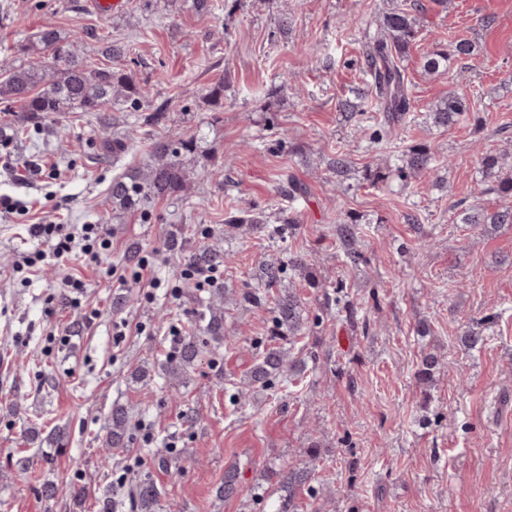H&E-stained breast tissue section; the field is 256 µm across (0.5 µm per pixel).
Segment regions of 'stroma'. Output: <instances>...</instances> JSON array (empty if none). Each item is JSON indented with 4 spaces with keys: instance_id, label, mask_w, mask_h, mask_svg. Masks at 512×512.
I'll return each instance as SVG.
<instances>
[{
    "instance_id": "stroma-1",
    "label": "stroma",
    "mask_w": 512,
    "mask_h": 512,
    "mask_svg": "<svg viewBox=\"0 0 512 512\" xmlns=\"http://www.w3.org/2000/svg\"><path fill=\"white\" fill-rule=\"evenodd\" d=\"M418 35L401 67L409 118L374 139L381 114L370 95L365 59L384 11L397 0H126L107 17L86 0H0V59L39 65L17 45L45 24L75 36L86 66L103 67L105 42L125 44L118 68L163 106L164 120L139 126L120 160L104 144L133 124L120 101L111 122L68 112L28 123L0 100V132L12 166L38 162L41 175L17 187L0 168V194L30 206L26 216L0 212V512H75L71 500H45L47 482L80 492L85 512L104 493L124 499L119 476L163 485L159 512H273L277 472L288 462L313 470L316 497L298 512H512V226L495 233L463 224L472 204L495 210L505 198L478 192L487 152L512 167V0H420ZM458 39L473 56L441 75L427 74L425 55ZM223 84L218 106L205 95ZM466 94L470 118L434 126V105ZM356 104L345 112L344 101ZM157 136L194 139L182 156L188 191L160 199L151 220L112 207L113 177L144 168ZM436 162L401 179L398 169L418 147ZM346 176L333 173L337 154ZM306 188L297 201L279 192L285 178ZM280 214L296 223L274 247L261 227L229 226L230 216ZM77 227L104 225L112 248L99 265L81 255L24 277L14 266L47 250L31 235L37 219ZM355 222L359 263L345 260L337 225ZM177 236L176 247L167 244ZM202 247L224 253V344L187 373L161 370L172 359L170 326L190 331L211 291L171 283ZM151 257L155 290L113 282L128 252ZM300 255L317 281L287 272L272 299L300 296L307 327L291 347L306 369L294 383L246 387L264 348L273 345L271 304L240 302L266 260ZM80 278L81 292L65 288ZM343 285L354 322L326 309ZM127 323L125 335L116 327ZM428 335H420V323ZM480 326L482 345L462 332ZM441 358L433 381L418 383L423 351ZM142 379H134L136 369ZM135 421L122 449L103 462L112 407ZM151 440H144V433ZM177 459L163 469L158 450ZM34 459L28 472L17 454ZM236 467L244 493L226 498L224 473Z\"/></svg>"
}]
</instances>
